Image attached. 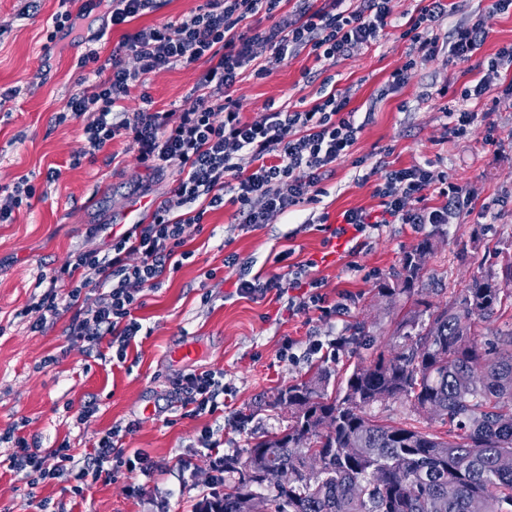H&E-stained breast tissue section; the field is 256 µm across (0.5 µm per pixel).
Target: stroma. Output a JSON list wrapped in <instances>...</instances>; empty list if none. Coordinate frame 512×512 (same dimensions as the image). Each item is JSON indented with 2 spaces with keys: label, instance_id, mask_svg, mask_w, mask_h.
<instances>
[{
  "label": "stroma",
  "instance_id": "35a3bbf8",
  "mask_svg": "<svg viewBox=\"0 0 512 512\" xmlns=\"http://www.w3.org/2000/svg\"><path fill=\"white\" fill-rule=\"evenodd\" d=\"M418 5L419 0H391L387 35L354 46L335 63L303 52L263 79L253 67L242 70L232 97L249 122L262 120L271 104L311 103L326 84L347 96L350 108L367 120L354 149L366 162H338L320 203L272 214L255 229L235 222L233 206L208 212L203 231L189 236L194 257L147 293L136 312L150 335L128 348L125 363L112 366L90 358L83 342L67 336L65 320L34 332L23 310L40 275L75 251L105 246L103 225H123L140 202L156 207L168 197L172 179L144 171L119 140L106 149L112 162L100 158L71 167L83 144L82 123L54 120L81 76L77 57L91 47L111 54L122 30L106 29L101 38L78 45L65 38L50 46L46 30L58 0H40L27 13L21 0H0V93L17 91L0 105V188L24 178L36 188L31 208L17 212L13 223L0 224V432L18 426L20 435L43 450L69 441L80 459L100 433L136 419L142 426L123 445L142 450L158 465L154 481L122 474L94 484L77 502L69 481L29 484L25 473L7 467L9 450L0 446V512H38L43 499L64 504L67 512H196L210 490L217 458L245 459L251 443L284 429L273 407L278 391L320 367L330 371L328 388L336 390L355 365L391 352L410 304L379 295L378 286L392 281L405 253L421 239L432 238L435 248L426 257L420 286L426 299L440 305L474 275L512 261V94L497 79L484 99L462 98L499 49L512 44V12L495 17L469 63L449 65L447 51H440L393 89L391 75L410 51L401 34ZM204 68L200 62L152 75L149 92L156 108L176 112L187 106ZM450 101L476 113L468 134L446 133L442 107ZM412 165L465 188L467 199L451 223L392 224L354 253L348 236L328 239L311 228L322 215L336 225L346 210H377L374 189L386 169ZM51 168L61 172L52 183L46 180ZM287 249L293 261L317 262L323 293L344 303V313L311 318L271 293L258 300L237 294L239 277L287 273V264L275 260ZM231 254L238 263L228 268L224 259ZM206 291L211 298L205 303ZM333 339L338 345L332 349ZM313 340L324 345L314 355L307 351ZM186 343L195 344L196 355L178 358L177 349ZM194 369L224 375L223 404L214 415H180L173 383ZM92 399L97 411L76 423ZM206 426L221 442L212 451L199 442Z\"/></svg>",
  "mask_w": 512,
  "mask_h": 512
}]
</instances>
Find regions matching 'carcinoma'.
<instances>
[{
    "label": "carcinoma",
    "mask_w": 512,
    "mask_h": 512,
    "mask_svg": "<svg viewBox=\"0 0 512 512\" xmlns=\"http://www.w3.org/2000/svg\"><path fill=\"white\" fill-rule=\"evenodd\" d=\"M431 247L422 239L381 293L412 297L416 255ZM510 298L512 261L442 307L415 300L394 352L357 365L336 393L321 374L280 390L275 406L289 423L255 441L244 461L224 463L238 479L198 512H241L255 486L267 487L269 512H512V467L499 466L512 457V329L489 338L480 330ZM389 400L448 429L374 420L369 410ZM312 456L322 469L308 468ZM280 467L297 472L293 485L268 482Z\"/></svg>",
    "instance_id": "1"
}]
</instances>
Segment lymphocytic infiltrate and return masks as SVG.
<instances>
[{
  "mask_svg": "<svg viewBox=\"0 0 512 512\" xmlns=\"http://www.w3.org/2000/svg\"><path fill=\"white\" fill-rule=\"evenodd\" d=\"M390 0H325L313 8L310 0H296L287 8L284 0H203L189 15L175 23L146 26L125 34L109 57L92 49L79 56V68L89 76L69 96L56 123L83 121L84 145L74 165L95 162L112 142L120 140L131 149L147 172L170 174L174 186L168 199L149 219L110 233L104 249L77 251L59 269L41 275L46 290L25 308L31 330L66 319L67 336L82 340L89 356L103 361L125 362L127 350L143 325L135 312L146 292L155 291L192 258L187 249L188 228H202L205 214L230 204L241 224L258 227L269 215L301 204L317 203L323 182L332 176L337 161L351 158L364 165L352 151L363 130L348 100L329 91L304 110H276L257 122L243 121L231 92L242 68L255 65L257 77L269 76L275 65L301 51L316 60L333 62L355 45L371 44L385 36L391 24ZM512 8V0H494L490 11L448 33V61L468 63L486 40L495 15ZM448 13V0H423L416 16L407 22V37L418 58H431L438 39L436 23ZM264 15L268 25L251 26V18ZM269 52L264 65H256L255 46ZM137 60L125 66L122 51ZM393 73L394 84H404L409 68ZM206 62L194 90L193 105L172 116L155 109L148 91L151 75L179 66ZM138 95V109L123 103ZM433 183L430 170L420 165L392 169L375 188L381 211L362 209L344 213L336 236L371 238L389 224H444L453 207L465 198L462 186L442 187L443 205L423 206ZM304 268L268 279L239 281L238 294L245 297L297 289L288 300L293 311L328 316L335 308L320 291L319 279H305ZM179 403L185 415H214L224 392V375L215 371L190 372L178 382ZM139 421L115 425L99 436L83 462H76L69 442L47 451L31 447L27 438L8 432L1 440L10 443V469L33 474L35 483L67 476L72 494L81 496L97 481L138 473L152 478L154 465L142 451L123 446L126 435L136 432Z\"/></svg>",
  "mask_w": 512,
  "mask_h": 512,
  "instance_id": "obj_1",
  "label": "lymphocytic infiltrate"
}]
</instances>
